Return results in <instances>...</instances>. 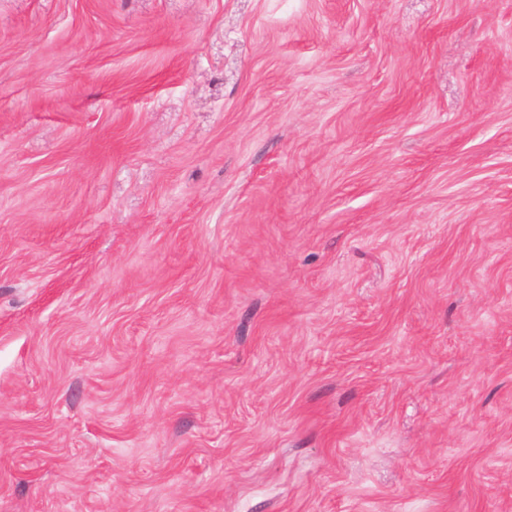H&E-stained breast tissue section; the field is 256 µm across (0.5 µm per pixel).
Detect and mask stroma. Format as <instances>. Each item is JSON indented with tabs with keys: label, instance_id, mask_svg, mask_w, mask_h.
Wrapping results in <instances>:
<instances>
[{
	"label": "stroma",
	"instance_id": "obj_1",
	"mask_svg": "<svg viewBox=\"0 0 512 512\" xmlns=\"http://www.w3.org/2000/svg\"><path fill=\"white\" fill-rule=\"evenodd\" d=\"M0 512H512V0H0Z\"/></svg>",
	"mask_w": 512,
	"mask_h": 512
}]
</instances>
